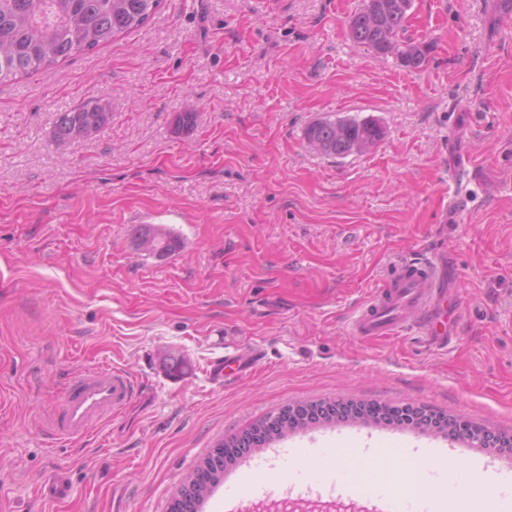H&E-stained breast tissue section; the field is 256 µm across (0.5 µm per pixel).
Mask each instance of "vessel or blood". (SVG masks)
<instances>
[{
    "instance_id": "obj_1",
    "label": "vessel or blood",
    "mask_w": 512,
    "mask_h": 512,
    "mask_svg": "<svg viewBox=\"0 0 512 512\" xmlns=\"http://www.w3.org/2000/svg\"><path fill=\"white\" fill-rule=\"evenodd\" d=\"M462 315V298L448 287V253L434 251L405 262L397 275L376 289L358 309L351 322L355 335L368 338L394 337L410 332L423 347L447 349L452 338L448 326ZM135 382L125 371L109 366L86 369L66 388L51 426L63 440H79L93 426L120 412L131 401ZM392 458L398 474L388 475L370 499L383 503L385 512H403V500L394 498L396 478L420 484L423 463L401 443L391 442L381 450Z\"/></svg>"
}]
</instances>
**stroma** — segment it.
Instances as JSON below:
<instances>
[{"label": "stroma", "instance_id": "35a3bbf8", "mask_svg": "<svg viewBox=\"0 0 512 512\" xmlns=\"http://www.w3.org/2000/svg\"><path fill=\"white\" fill-rule=\"evenodd\" d=\"M502 0H413L408 30L432 43L409 70L354 42L363 0H163L144 27L91 54L0 85V512H169L223 439L288 405L422 406L512 435V18ZM105 100L112 122L59 156L58 112ZM194 110L195 128L174 131ZM378 121L368 152L311 151L308 125ZM482 185L438 224L450 151ZM175 231L166 257L136 241ZM464 300L448 351L350 330L357 308L432 246ZM254 372L220 380L225 354ZM125 368L138 390L84 439L50 414L85 369ZM373 424L314 426L238 458L239 491L202 512L348 506L339 449L371 456ZM62 477L67 498L37 486ZM466 493L512 496V471ZM138 245L149 254L157 257H165L182 248V240L179 235L156 227L141 229L137 234ZM151 247V248H147Z\"/></svg>", "mask_w": 512, "mask_h": 512}]
</instances>
